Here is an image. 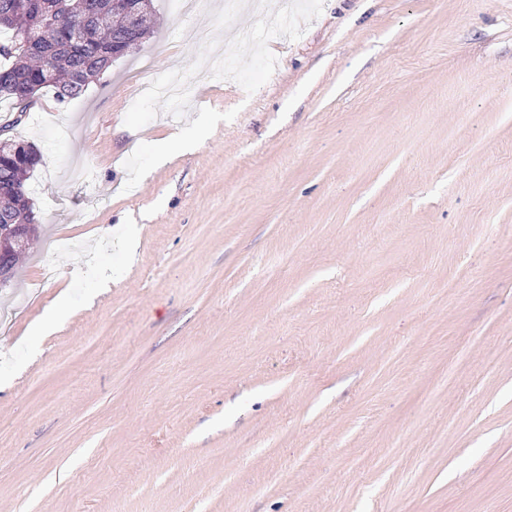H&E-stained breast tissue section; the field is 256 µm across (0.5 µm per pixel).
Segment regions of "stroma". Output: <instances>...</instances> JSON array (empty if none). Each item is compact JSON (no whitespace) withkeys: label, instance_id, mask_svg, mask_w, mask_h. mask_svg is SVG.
Instances as JSON below:
<instances>
[{"label":"stroma","instance_id":"35a3bbf8","mask_svg":"<svg viewBox=\"0 0 512 512\" xmlns=\"http://www.w3.org/2000/svg\"><path fill=\"white\" fill-rule=\"evenodd\" d=\"M153 5L79 98L0 103L44 156L0 288V512H512V0H324L255 93L204 69L133 130L257 18ZM202 107L237 115L125 190Z\"/></svg>","mask_w":512,"mask_h":512}]
</instances>
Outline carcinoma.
I'll use <instances>...</instances> for the list:
<instances>
[{"mask_svg": "<svg viewBox=\"0 0 512 512\" xmlns=\"http://www.w3.org/2000/svg\"><path fill=\"white\" fill-rule=\"evenodd\" d=\"M34 0H0V31L9 30L12 37L8 43H0V57L7 64L0 65V100H10L18 112H26L20 102L21 89L30 80H37L44 88L55 90L60 102L79 97L85 86L77 82L80 76L91 79L112 65L105 51L125 39L127 19L114 12L105 22L93 28V39L74 44L70 40L72 26L83 21L92 22L103 8L112 9V0H67L68 16L52 20L44 13L33 12ZM34 30L42 47L29 51L22 46V34ZM34 169L24 165L0 167V219L14 221L23 219L16 207V195L2 188L16 181L22 193H27V184Z\"/></svg>", "mask_w": 512, "mask_h": 512, "instance_id": "carcinoma-1", "label": "carcinoma"}]
</instances>
